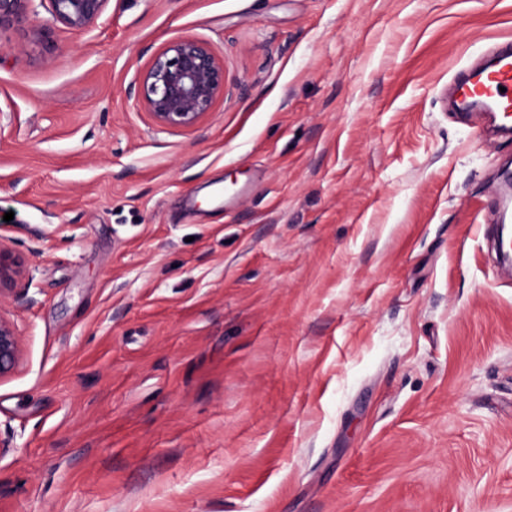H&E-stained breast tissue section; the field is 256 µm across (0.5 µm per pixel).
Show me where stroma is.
Instances as JSON below:
<instances>
[{
	"label": "stroma",
	"mask_w": 512,
	"mask_h": 512,
	"mask_svg": "<svg viewBox=\"0 0 512 512\" xmlns=\"http://www.w3.org/2000/svg\"><path fill=\"white\" fill-rule=\"evenodd\" d=\"M181 37L232 90L192 130L128 94ZM511 40L512 0H32L0 512H512V134L448 109ZM110 0H45L53 21L71 30L95 25L104 15Z\"/></svg>",
	"instance_id": "35a3bbf8"
}]
</instances>
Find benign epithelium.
<instances>
[{
	"label": "benign epithelium",
	"instance_id": "obj_1",
	"mask_svg": "<svg viewBox=\"0 0 512 512\" xmlns=\"http://www.w3.org/2000/svg\"><path fill=\"white\" fill-rule=\"evenodd\" d=\"M32 0H0V34L28 14ZM53 21L71 30L95 25L109 0H46ZM223 61L204 42L182 37L169 41L130 84L133 96L162 127L193 129L217 100L227 94ZM26 272L24 261L0 242V303ZM23 360L20 334L0 313V380L13 375Z\"/></svg>",
	"mask_w": 512,
	"mask_h": 512
}]
</instances>
